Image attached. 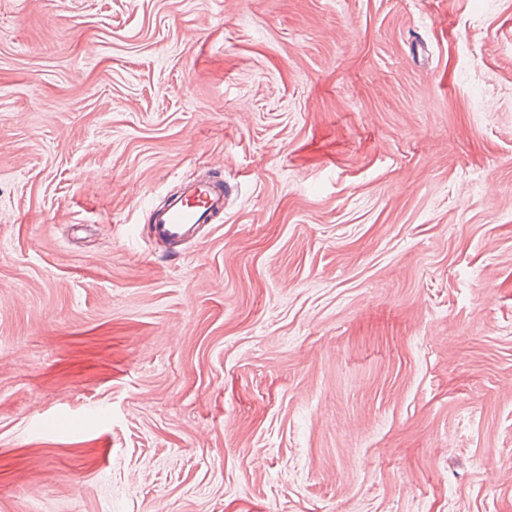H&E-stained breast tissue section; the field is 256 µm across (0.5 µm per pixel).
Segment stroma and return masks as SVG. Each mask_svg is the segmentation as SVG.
<instances>
[{
    "label": "stroma",
    "mask_w": 512,
    "mask_h": 512,
    "mask_svg": "<svg viewBox=\"0 0 512 512\" xmlns=\"http://www.w3.org/2000/svg\"><path fill=\"white\" fill-rule=\"evenodd\" d=\"M0 512H512V0H0ZM223 214L224 179L194 182L151 212L152 235L169 244L193 243L203 227Z\"/></svg>",
    "instance_id": "stroma-1"
}]
</instances>
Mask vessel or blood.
<instances>
[{
  "instance_id": "vessel-or-blood-1",
  "label": "vessel or blood",
  "mask_w": 512,
  "mask_h": 512,
  "mask_svg": "<svg viewBox=\"0 0 512 512\" xmlns=\"http://www.w3.org/2000/svg\"><path fill=\"white\" fill-rule=\"evenodd\" d=\"M224 212V182L209 179L188 185L152 211L150 220L155 240L170 244L195 242L203 227Z\"/></svg>"
}]
</instances>
